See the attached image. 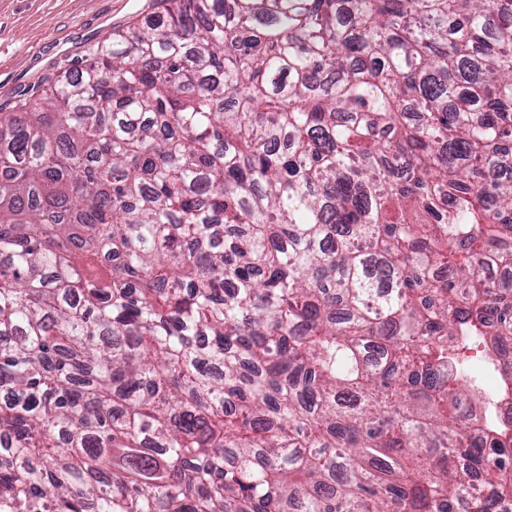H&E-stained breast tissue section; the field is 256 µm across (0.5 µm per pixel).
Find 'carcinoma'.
<instances>
[{"mask_svg": "<svg viewBox=\"0 0 512 512\" xmlns=\"http://www.w3.org/2000/svg\"><path fill=\"white\" fill-rule=\"evenodd\" d=\"M503 265L512 0H162L0 108V512H507Z\"/></svg>", "mask_w": 512, "mask_h": 512, "instance_id": "obj_1", "label": "carcinoma"}]
</instances>
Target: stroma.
<instances>
[{
	"instance_id": "stroma-1",
	"label": "stroma",
	"mask_w": 512,
	"mask_h": 512,
	"mask_svg": "<svg viewBox=\"0 0 512 512\" xmlns=\"http://www.w3.org/2000/svg\"><path fill=\"white\" fill-rule=\"evenodd\" d=\"M156 10V0H0V107L33 98L112 30Z\"/></svg>"
}]
</instances>
